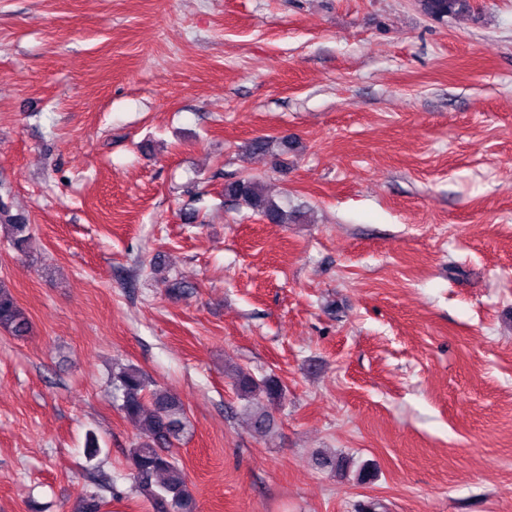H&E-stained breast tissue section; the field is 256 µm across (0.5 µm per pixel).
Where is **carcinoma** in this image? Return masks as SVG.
Instances as JSON below:
<instances>
[{
    "mask_svg": "<svg viewBox=\"0 0 512 512\" xmlns=\"http://www.w3.org/2000/svg\"><path fill=\"white\" fill-rule=\"evenodd\" d=\"M420 11L429 19L443 22L470 10L469 0H417ZM224 197L252 210L271 224H286L290 214L266 190L263 182L247 176L224 183ZM5 232L10 246L23 253L30 239V225L19 215H12L0 205V232ZM0 329L13 336H25L30 321L12 293L0 283ZM238 392L245 398L260 396L269 402L283 392L272 377L255 380L239 372L233 376ZM112 387L120 400V410L138 424L139 439L129 449L131 478L134 487L152 503L155 512H197L198 506L188 489L185 476L171 448L186 428V415L179 399L150 390L146 374L136 366L126 365L112 377ZM104 505L98 491L86 489L75 512H102Z\"/></svg>",
    "mask_w": 512,
    "mask_h": 512,
    "instance_id": "obj_1",
    "label": "carcinoma"
}]
</instances>
